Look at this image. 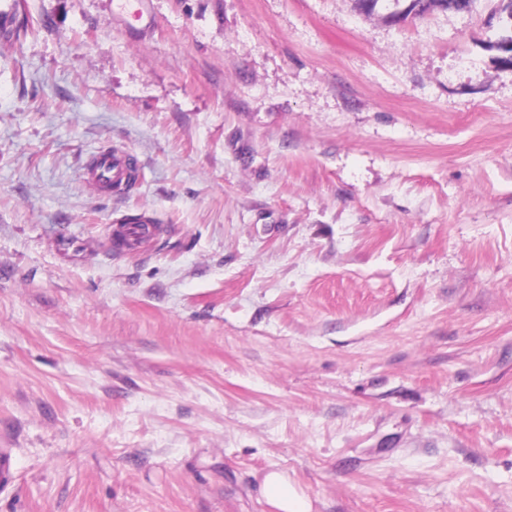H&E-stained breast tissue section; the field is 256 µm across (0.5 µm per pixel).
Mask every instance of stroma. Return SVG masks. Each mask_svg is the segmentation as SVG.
Returning a JSON list of instances; mask_svg holds the SVG:
<instances>
[{
	"label": "stroma",
	"mask_w": 512,
	"mask_h": 512,
	"mask_svg": "<svg viewBox=\"0 0 512 512\" xmlns=\"http://www.w3.org/2000/svg\"><path fill=\"white\" fill-rule=\"evenodd\" d=\"M499 0H23L0 47V512H512ZM132 153L100 192L88 154ZM143 211L160 234L116 251ZM409 2L404 17L413 14L414 16H422L435 7H441L451 11H470L475 0H444L446 4H442L441 0H403ZM434 10V9H433ZM262 492L266 503L277 512H312L311 501L281 471L273 470L265 475Z\"/></svg>",
	"instance_id": "obj_1"
}]
</instances>
